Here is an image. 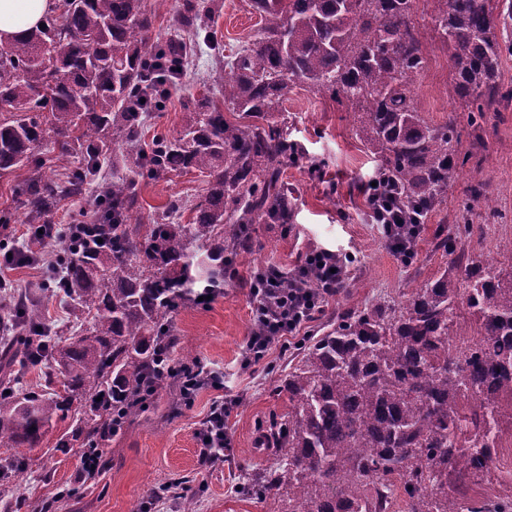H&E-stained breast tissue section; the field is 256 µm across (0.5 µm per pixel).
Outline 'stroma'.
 I'll list each match as a JSON object with an SVG mask.
<instances>
[{"label":"stroma","mask_w":512,"mask_h":512,"mask_svg":"<svg viewBox=\"0 0 512 512\" xmlns=\"http://www.w3.org/2000/svg\"><path fill=\"white\" fill-rule=\"evenodd\" d=\"M216 2L219 10L206 24L218 43L214 50L178 25L180 0H174L170 10L160 11L154 20L150 38L176 37L188 43L189 67L187 76L171 89L166 109L144 124V142L162 135L177 136L199 94L219 97L228 73L225 58L245 46L258 28L259 18L248 0ZM437 8L436 0L414 4L427 57L416 79V100L431 122L457 119V149L467 161L442 204L425 220L414 255L405 259L394 254L370 221L363 186L374 176L375 164L355 133L347 107L320 93L293 89L285 115L290 137L301 151L283 174L296 191L292 224L285 229L277 224L254 225L252 254L233 262L236 279L225 281L223 293L210 304L187 303L170 317L178 338L176 354H189L218 373L222 388H202L186 404L180 402L171 382H162L124 433L101 441V465L89 477L82 474L80 446L58 447L60 438L69 435L89 409L88 402H75L57 418L38 447L0 448V463L7 459L20 462L18 469L0 477V512H181L186 495L193 498L192 512H269L266 504L242 498L238 490L243 477L269 465L273 448L264 444L260 430L286 409L279 384L288 350L272 348L256 364L244 360L255 322L246 282L256 268L273 264L291 270L310 249L350 257L343 292L311 324L312 330L322 332L335 323L337 311L362 309L382 297L404 301L414 288L442 272L463 276L466 261L503 263L498 245L512 237V99H503L498 111L486 113L480 125H469L466 113L458 109L451 52L435 29ZM29 172L24 166L0 178V212L11 215L10 223L0 224V241L18 248L28 241V216L20 188ZM477 184L491 197L492 209L469 206ZM204 187L195 172L160 182L140 180L142 223H189L191 207ZM175 200L182 201L183 208L172 215L168 206ZM6 276L41 304L57 343L87 328V321L76 319L69 299L43 288L45 267L18 265ZM229 395L238 399L224 422L230 451L223 465L201 467L196 431L213 401Z\"/></svg>","instance_id":"obj_1"}]
</instances>
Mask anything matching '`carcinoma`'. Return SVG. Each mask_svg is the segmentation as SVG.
Returning <instances> with one entry per match:
<instances>
[{"instance_id":"obj_1","label":"carcinoma","mask_w":512,"mask_h":512,"mask_svg":"<svg viewBox=\"0 0 512 512\" xmlns=\"http://www.w3.org/2000/svg\"><path fill=\"white\" fill-rule=\"evenodd\" d=\"M415 0H251L261 26L224 78L226 116L209 96L177 138L141 146L144 117L161 110L183 71L181 41L148 42L155 11L144 0H59L42 28L0 49V178L51 134L58 160L80 153L68 191L95 177L107 138L125 147L139 177L198 171L206 188L187 224H141L134 178L96 187L98 224L60 265L58 292L88 332L60 347L27 294L10 330L20 363L50 364L63 389L20 392L0 384V447L36 448L58 414L89 398L78 420L83 452L143 406L148 379L174 360L169 314L184 300L224 289V251L244 257L252 226L293 220L295 190L282 178L298 149L280 118L288 92L309 88L353 110L356 133L419 221L442 203L462 165L455 121L434 125L415 100L426 65ZM435 27L451 49L455 92L478 124L502 100L512 56V0H437ZM213 8L185 0L179 22L198 30ZM29 223L44 219L58 185L34 167L24 188ZM471 334L460 333L461 321ZM44 336L47 345L27 344ZM280 391L271 464L240 486L274 512H512V478L492 503L448 497L491 474L512 442V270L471 261L462 279L440 276L403 303L384 297L342 314L301 340Z\"/></svg>"}]
</instances>
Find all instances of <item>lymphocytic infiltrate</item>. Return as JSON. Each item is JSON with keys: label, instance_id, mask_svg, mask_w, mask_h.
Returning <instances> with one entry per match:
<instances>
[{"label": "lymphocytic infiltrate", "instance_id": "1", "mask_svg": "<svg viewBox=\"0 0 512 512\" xmlns=\"http://www.w3.org/2000/svg\"><path fill=\"white\" fill-rule=\"evenodd\" d=\"M365 194L368 215L372 223L381 225L391 251L404 258L412 255L417 240L413 237L402 240L401 231L408 221L391 189L379 183L367 186ZM347 274L343 258L328 250L306 253L290 272L294 284L286 287L280 284L282 270L274 265L266 266L264 276L251 281L249 287L256 319L246 344V362L263 360L274 346L298 336L324 304L340 292ZM236 404L233 398L215 404L198 429L201 443L198 458L204 466L223 462L224 450L230 445L224 419Z\"/></svg>", "mask_w": 512, "mask_h": 512}]
</instances>
